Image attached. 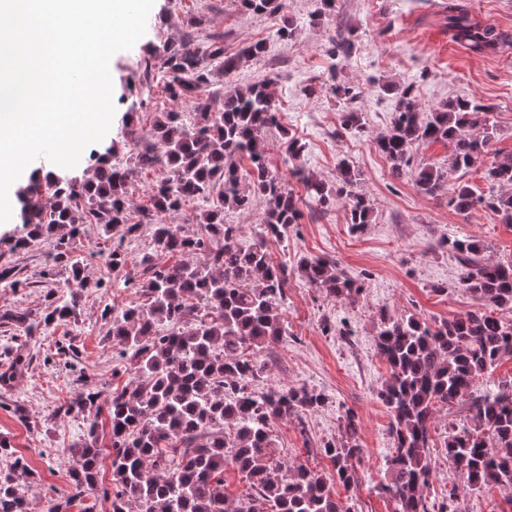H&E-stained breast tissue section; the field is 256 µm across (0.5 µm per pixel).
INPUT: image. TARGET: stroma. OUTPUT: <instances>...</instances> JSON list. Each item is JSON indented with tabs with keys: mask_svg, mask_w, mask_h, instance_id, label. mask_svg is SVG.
Returning <instances> with one entry per match:
<instances>
[{
	"mask_svg": "<svg viewBox=\"0 0 512 512\" xmlns=\"http://www.w3.org/2000/svg\"><path fill=\"white\" fill-rule=\"evenodd\" d=\"M462 2L476 22L501 33L503 43L496 52L476 53L451 40L448 0H334L328 10L320 0H283L280 17L296 29L288 39L275 36L276 19L243 11L239 0H155L145 35L110 62L115 114L108 136L116 138L126 129L147 138L156 113L195 111L194 101H170L157 88L126 92L135 61L148 56L161 38L181 41L190 34L212 33L221 36L228 56L245 42H264L263 56L240 66L231 82L240 87L269 84L279 107L277 125L262 134L269 165L297 195L302 189L283 152L287 139L301 145L300 164L328 185L336 183L340 160H349L359 170L357 190L373 205L372 224L352 231L348 208L341 201L321 211L306 208L287 241H271L267 247L274 262L292 268L304 258L332 260L360 280L364 291L357 303L342 305L299 275H291L285 304L288 334L262 352L265 369L256 383L260 389L306 386L324 394V404L303 415L306 433H299L297 422L275 421L274 456L326 474L332 466L315 448L338 435L345 410L356 413L362 448L357 464L360 486L352 493L339 486L335 493L355 501L359 512L393 509L377 489L393 446L390 415L377 398L390 374L376 343L379 314L410 312L434 323L477 309V302L459 285L460 267L453 251L437 248V239L474 237L485 244L486 259L512 263V224L502 223L495 211L483 205L461 216L444 192L433 198L419 195L410 177L391 175L376 148L377 137L398 108L397 97L383 92L382 84H410L417 108L425 115L456 98H474L489 106L495 134L485 159L512 155V0ZM335 36L351 41L347 57H334ZM337 84L356 86L360 97L344 103L332 92ZM347 110L362 113L361 130L342 129L340 115ZM129 112L134 115L130 124L125 121ZM451 155L450 144L423 143L413 149L411 166L440 170L448 186L465 181L484 187L481 168L454 169ZM25 234L19 214L0 224V269H13L19 281L15 288L0 284V312L37 317L52 287L74 294L77 300L76 318L29 337L21 328L0 325V366L5 363L4 349L11 346L26 344L33 356L27 373L11 387H0V435L9 437L15 455L28 462L31 512H49L69 490L71 450L86 434L82 415H60L56 409L80 392L83 377L110 389L129 381L101 312L106 303L124 307L139 302L140 295L134 288L117 297L102 289H83L63 270L51 283H43L49 242L41 238L15 247V240ZM119 241L128 253L124 275L137 273L141 257L153 250L151 225L142 226L132 238L120 227L106 233L96 224L80 225L75 250L84 260L88 279L105 276L97 256ZM343 319L350 335L324 332L325 323ZM61 339L77 346V367L66 368L56 355L55 343ZM472 423L462 403L437 413L430 431L437 448L431 453L435 475L429 496L438 499L453 488L462 512H512L511 488L489 494L472 491L442 457L438 445L448 432Z\"/></svg>",
	"mask_w": 512,
	"mask_h": 512,
	"instance_id": "obj_1",
	"label": "stroma"
}]
</instances>
